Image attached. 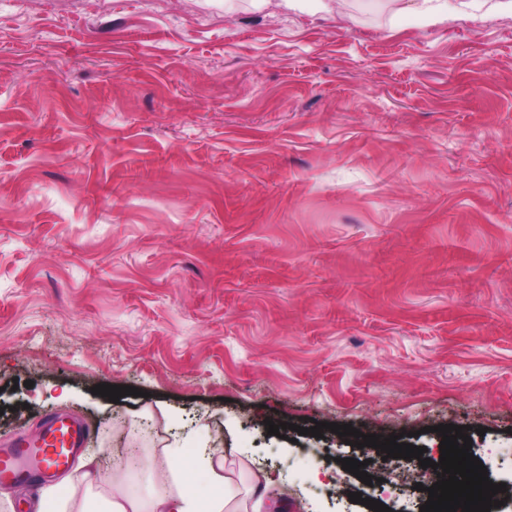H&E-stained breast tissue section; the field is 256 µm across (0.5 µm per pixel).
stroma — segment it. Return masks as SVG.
Wrapping results in <instances>:
<instances>
[{"label":"stroma","instance_id":"35a3bbf8","mask_svg":"<svg viewBox=\"0 0 512 512\" xmlns=\"http://www.w3.org/2000/svg\"><path fill=\"white\" fill-rule=\"evenodd\" d=\"M348 9L0 0V439L63 412L136 496L220 448L284 512H420L331 424L465 425L512 487V16Z\"/></svg>","mask_w":512,"mask_h":512}]
</instances>
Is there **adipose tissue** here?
<instances>
[{
    "label": "adipose tissue",
    "mask_w": 512,
    "mask_h": 512,
    "mask_svg": "<svg viewBox=\"0 0 512 512\" xmlns=\"http://www.w3.org/2000/svg\"><path fill=\"white\" fill-rule=\"evenodd\" d=\"M405 9L416 19L431 24L460 16L512 15V0H406ZM164 454L176 488L152 497L148 504H141L125 491L123 474H101L92 461L85 458L74 475L40 490L36 512H235L232 503L236 485L232 475L224 471L223 449H197L188 461L178 448L165 449ZM199 473L209 479L208 493H201L196 485L195 476ZM78 482L104 486L108 492L84 498L76 504L72 501L71 490Z\"/></svg>",
    "instance_id": "adipose-tissue-1"
}]
</instances>
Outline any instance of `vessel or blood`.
Returning <instances> with one entry per match:
<instances>
[{"mask_svg":"<svg viewBox=\"0 0 512 512\" xmlns=\"http://www.w3.org/2000/svg\"><path fill=\"white\" fill-rule=\"evenodd\" d=\"M85 435L84 423L72 415L49 414L35 436L17 435L0 445V484L42 482L70 469Z\"/></svg>","mask_w":512,"mask_h":512,"instance_id":"1","label":"vessel or blood"}]
</instances>
